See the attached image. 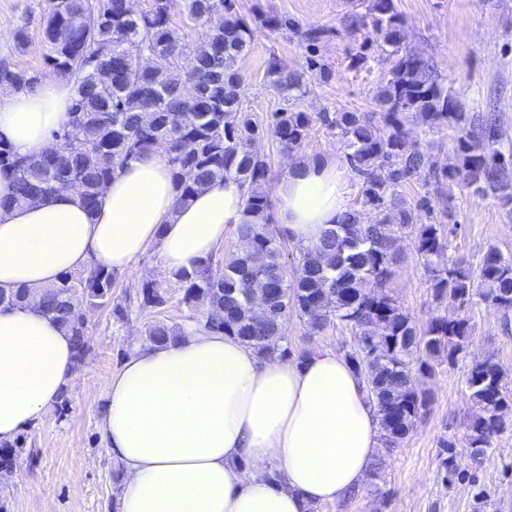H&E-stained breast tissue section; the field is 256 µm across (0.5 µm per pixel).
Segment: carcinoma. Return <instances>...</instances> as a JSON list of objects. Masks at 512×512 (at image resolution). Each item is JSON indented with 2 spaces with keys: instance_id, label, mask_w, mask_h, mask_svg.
<instances>
[{
  "instance_id": "obj_1",
  "label": "carcinoma",
  "mask_w": 512,
  "mask_h": 512,
  "mask_svg": "<svg viewBox=\"0 0 512 512\" xmlns=\"http://www.w3.org/2000/svg\"><path fill=\"white\" fill-rule=\"evenodd\" d=\"M152 0L148 10L133 14L128 0H47L43 38L46 70L71 81L75 96L70 125L52 132L59 149L40 156H19L0 144V167L15 178L13 197L3 205L31 204L66 188L92 211L106 184L129 160L160 146L185 204L216 179L232 178L247 187L245 220L236 226L244 250L217 272L210 260L181 278L182 301L204 300L217 313L190 318L205 327L236 336L264 357H288V323L297 317L310 336L333 322L348 328L368 348L354 347L344 357L363 379L376 409L381 442L397 448L428 410L431 393L413 383L414 373L432 374L435 362L454 363L469 346L468 318L433 316L423 327L403 308L392 289L402 256L392 227L413 236L417 259L428 275L433 301L466 310L478 299L512 311V257L491 247L477 268L447 255L458 225L448 224L453 207L430 224L420 212L433 213L430 198L408 197L402 188L421 189L461 180L479 195L495 197L512 212V152L497 144L501 132L492 116L468 117L457 98L442 86L427 58L401 47V18L394 0H361L365 12L357 26H370L349 60L358 69L370 54L385 55L387 69L376 95L379 111L306 112L296 102L307 94V74L284 69L278 58L267 61L266 78L288 107L270 113L268 128L281 150H302L316 123L334 130L346 148V160L359 178V194L371 212L368 222L350 211L314 247L295 246L299 256L284 252V234L271 216L266 190L270 169L252 149L263 127L243 100L236 62L251 48L255 29L237 0ZM186 13L207 26L196 44L182 40L173 14ZM328 32L309 27L299 32L309 52L310 75L331 76L321 62L319 44ZM152 50L171 54L159 87L133 57ZM111 72L104 83L98 72ZM45 73L0 62V85L31 89ZM458 134L460 164L441 167L432 147L411 137V128ZM115 272L101 265L67 272L41 293L39 310L70 334L75 356L86 350L88 312L112 303ZM145 307L168 302L162 283H143ZM182 332L180 326L155 323L153 343ZM475 408L466 434L473 460L481 462L506 428L512 392L503 384L495 362L475 361L464 379Z\"/></svg>"
}]
</instances>
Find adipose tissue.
<instances>
[{"instance_id":"adipose-tissue-1","label":"adipose tissue","mask_w":512,"mask_h":512,"mask_svg":"<svg viewBox=\"0 0 512 512\" xmlns=\"http://www.w3.org/2000/svg\"><path fill=\"white\" fill-rule=\"evenodd\" d=\"M72 84L0 92V143L20 156L51 147L71 120ZM336 162L291 166L274 188V221L314 246L347 210ZM162 151L128 162L88 212L61 191L0 208V442L52 408L74 381L69 333L35 303L66 272L129 270L155 247L169 279L206 260L244 220L245 188L212 182L187 205ZM122 469L120 512H312L362 486L380 427L354 367L327 346L297 359L263 357L233 336L188 325L135 347L112 376L100 418Z\"/></svg>"}]
</instances>
